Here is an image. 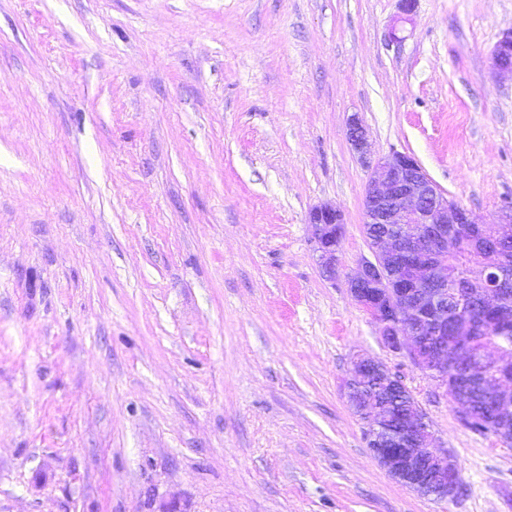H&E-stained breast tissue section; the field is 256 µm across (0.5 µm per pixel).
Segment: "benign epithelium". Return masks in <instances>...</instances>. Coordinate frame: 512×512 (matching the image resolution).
<instances>
[{"label": "benign epithelium", "instance_id": "1", "mask_svg": "<svg viewBox=\"0 0 512 512\" xmlns=\"http://www.w3.org/2000/svg\"><path fill=\"white\" fill-rule=\"evenodd\" d=\"M496 71L512 75V30L502 34L492 53ZM347 137L354 149L367 152L365 128L352 117ZM309 224L323 272L336 278V251L344 215L332 204L310 212ZM364 224L374 259H362L346 277L357 303L379 325L384 344L404 349L413 363L445 389L460 408L465 425L494 423L502 438L512 435V350L493 356L495 377L477 369L480 356L470 337L512 333V269L499 263L498 240L482 242L488 263L471 275L477 288H458L448 271V249L463 224L477 236L469 212L448 199L418 159L394 152L378 159L364 199ZM390 380L393 393L405 386L372 358L353 361L347 396L358 382ZM370 430V452L396 481L417 494L446 501L461 486L460 467L452 453L435 448V435L417 406L393 409L389 402L367 398L354 403Z\"/></svg>", "mask_w": 512, "mask_h": 512}]
</instances>
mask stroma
Listing matches in <instances>:
<instances>
[{
    "instance_id": "stroma-1",
    "label": "stroma",
    "mask_w": 512,
    "mask_h": 512,
    "mask_svg": "<svg viewBox=\"0 0 512 512\" xmlns=\"http://www.w3.org/2000/svg\"><path fill=\"white\" fill-rule=\"evenodd\" d=\"M511 29L512 0H0V512H512V445L345 280L371 255L351 117L477 221L512 204ZM359 354L455 455L456 497L372 457ZM491 57L496 71L510 74L512 77V30L502 34L492 50ZM309 224L322 261L323 272L330 279L336 276V251L344 230V215L332 204L316 206L309 215Z\"/></svg>"
}]
</instances>
